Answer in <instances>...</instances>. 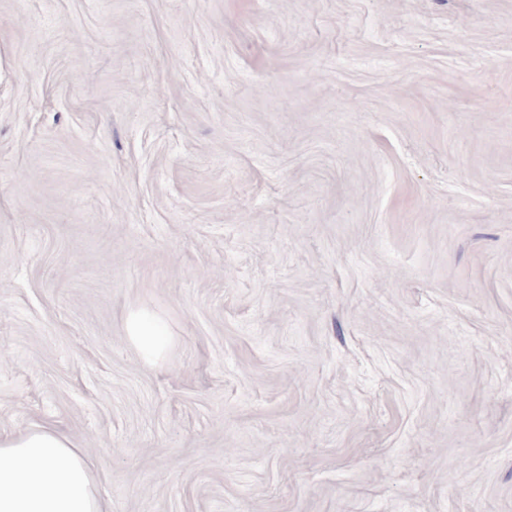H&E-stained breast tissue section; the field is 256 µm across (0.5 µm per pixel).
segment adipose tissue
Returning a JSON list of instances; mask_svg holds the SVG:
<instances>
[{
  "label": "adipose tissue",
  "instance_id": "1",
  "mask_svg": "<svg viewBox=\"0 0 512 512\" xmlns=\"http://www.w3.org/2000/svg\"><path fill=\"white\" fill-rule=\"evenodd\" d=\"M127 333L145 359L164 343V329L131 313ZM0 512H107L81 448L55 428L0 436Z\"/></svg>",
  "mask_w": 512,
  "mask_h": 512
}]
</instances>
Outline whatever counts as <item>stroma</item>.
<instances>
[{
	"label": "stroma",
	"mask_w": 512,
	"mask_h": 512,
	"mask_svg": "<svg viewBox=\"0 0 512 512\" xmlns=\"http://www.w3.org/2000/svg\"><path fill=\"white\" fill-rule=\"evenodd\" d=\"M43 425L109 512H512V0H0ZM127 333L142 356L152 360L165 341V331L154 318L142 312L131 313L127 320Z\"/></svg>",
	"instance_id": "1"
}]
</instances>
